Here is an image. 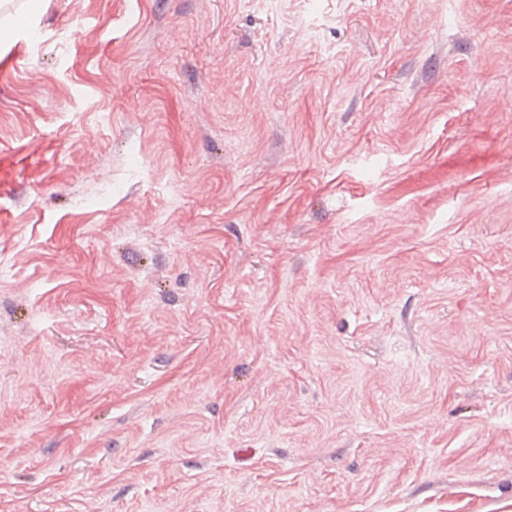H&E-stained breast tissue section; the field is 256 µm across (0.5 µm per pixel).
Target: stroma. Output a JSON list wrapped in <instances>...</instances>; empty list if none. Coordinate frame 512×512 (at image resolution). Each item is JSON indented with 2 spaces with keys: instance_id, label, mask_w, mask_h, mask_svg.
<instances>
[{
  "instance_id": "1",
  "label": "stroma",
  "mask_w": 512,
  "mask_h": 512,
  "mask_svg": "<svg viewBox=\"0 0 512 512\" xmlns=\"http://www.w3.org/2000/svg\"><path fill=\"white\" fill-rule=\"evenodd\" d=\"M26 2L0 512H512V0Z\"/></svg>"
}]
</instances>
